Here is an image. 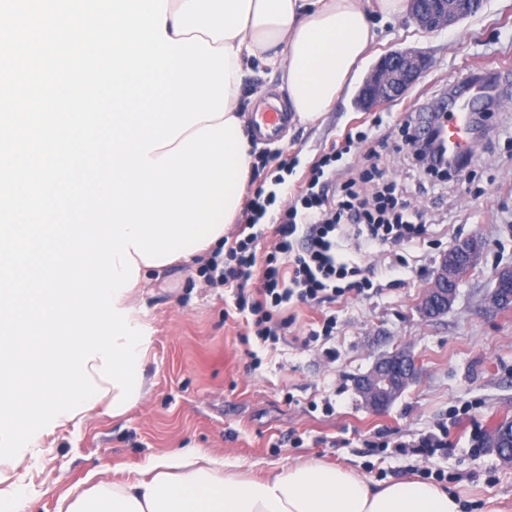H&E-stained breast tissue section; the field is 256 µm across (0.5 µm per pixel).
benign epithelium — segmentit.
I'll use <instances>...</instances> for the list:
<instances>
[{"label": "benign epithelium", "instance_id": "benign-epithelium-1", "mask_svg": "<svg viewBox=\"0 0 512 512\" xmlns=\"http://www.w3.org/2000/svg\"><path fill=\"white\" fill-rule=\"evenodd\" d=\"M484 0H407V17L419 29L438 32L478 13ZM430 59L415 48L391 50L371 66L356 94V104L363 110L403 96L429 68ZM484 244L477 237L468 238L443 253L430 286L419 302L421 313L429 318L448 312L457 297L462 278L477 264ZM488 306L496 310L512 309V267L495 274V287L487 298ZM416 364L413 356L398 350L378 361L359 377L356 389L365 405L376 413L382 412L414 379ZM493 445L498 457L512 463V428L495 432Z\"/></svg>", "mask_w": 512, "mask_h": 512}]
</instances>
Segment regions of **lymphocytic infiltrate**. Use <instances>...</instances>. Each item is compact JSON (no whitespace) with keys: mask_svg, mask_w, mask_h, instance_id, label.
<instances>
[{"mask_svg":"<svg viewBox=\"0 0 512 512\" xmlns=\"http://www.w3.org/2000/svg\"><path fill=\"white\" fill-rule=\"evenodd\" d=\"M341 149L322 155L312 165V176L297 196L298 203L284 210L275 226L277 252L258 256L254 228L276 201L274 190L256 191L243 209L246 234L234 241L224 259H211L208 269L218 272L225 287L235 289L239 308L250 309L256 334L270 339L272 323L283 303L316 301L336 291L337 281L359 275L358 267L336 259V232L353 228L356 235L378 245L413 240L422 232L413 213L401 203L392 184L384 185L375 204L360 197L359 184L372 181L377 168L358 178L340 180L331 162Z\"/></svg>","mask_w":512,"mask_h":512,"instance_id":"f902f5d3","label":"lymphocytic infiltrate"}]
</instances>
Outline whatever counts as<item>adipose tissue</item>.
<instances>
[{"instance_id": "1", "label": "adipose tissue", "mask_w": 512, "mask_h": 512, "mask_svg": "<svg viewBox=\"0 0 512 512\" xmlns=\"http://www.w3.org/2000/svg\"><path fill=\"white\" fill-rule=\"evenodd\" d=\"M167 36H200L227 48L230 85L225 119L259 61L281 73L292 110L318 120L367 58L375 42L361 0H167ZM226 457L186 449L152 459L138 477L99 481L66 512H460L458 499L420 481L375 485L340 466L305 461L242 479Z\"/></svg>"}]
</instances>
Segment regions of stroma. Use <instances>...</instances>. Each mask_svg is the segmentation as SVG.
I'll return each instance as SVG.
<instances>
[{
	"instance_id": "1",
	"label": "stroma",
	"mask_w": 512,
	"mask_h": 512,
	"mask_svg": "<svg viewBox=\"0 0 512 512\" xmlns=\"http://www.w3.org/2000/svg\"><path fill=\"white\" fill-rule=\"evenodd\" d=\"M365 9L376 32L372 59L411 46L431 65L402 98L372 111L356 107L351 85L317 121L288 124L282 146L251 137L246 190L277 193L255 227L257 253L274 251L280 211L293 203L311 163L350 131L368 138L352 145L340 168L377 165L382 181L395 183L409 209L421 214L424 234L382 248L337 237V259L359 265L368 285L319 304H285L274 342L247 326L232 289L204 275L207 256L149 270L132 299L151 338L148 394L121 416L97 412L75 427L38 431L23 450L24 464L0 481L4 490L24 487L19 512H61V497L89 489L91 474L122 482L152 457L186 448L237 461L242 477L316 460L379 482L443 486L462 512H482L491 498L512 512V463L485 445L489 430L512 421V310L482 302L495 271L512 266V82L495 88L491 131L474 146L472 162L445 181L430 180L397 137L407 107L441 99L470 73L512 66V0H485L474 17L433 33L407 18L385 17L376 0ZM280 83V75L253 64L239 101L244 117L262 98L286 100ZM282 149L295 167L276 186L263 163ZM473 236L487 249L460 282L454 304L444 315L423 317L418 304L442 254ZM326 314L336 326L323 337ZM402 348L418 373L385 412H372L355 381ZM433 434L445 436L446 446L419 447Z\"/></svg>"
}]
</instances>
